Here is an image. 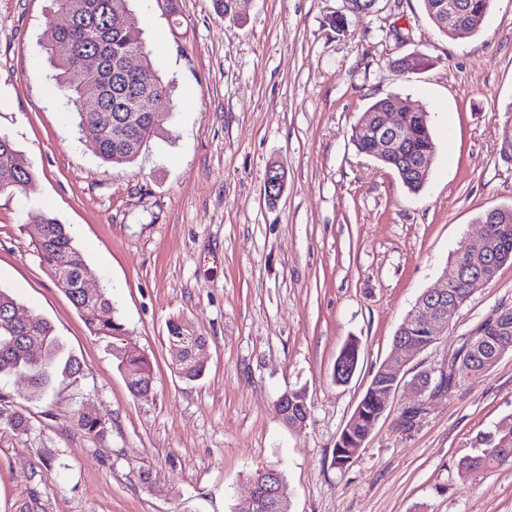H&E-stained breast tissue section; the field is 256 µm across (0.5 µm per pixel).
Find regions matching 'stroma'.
<instances>
[{"label":"stroma","mask_w":512,"mask_h":512,"mask_svg":"<svg viewBox=\"0 0 512 512\" xmlns=\"http://www.w3.org/2000/svg\"><path fill=\"white\" fill-rule=\"evenodd\" d=\"M344 0H241L238 19L211 0H132L155 69L170 82L161 130L132 164L103 163L80 141L40 42L62 23L52 0H0V133L35 175L0 195V289L21 314L47 319L84 374L45 399L0 378V399L28 419L0 421V512H235L265 469L282 471L290 512H512V466L465 474L461 458L512 415V353L485 375L430 399L414 430L399 387L344 468L336 440L393 336L439 278L477 218L512 206V163L500 148L512 107V0H494L481 31L454 39L422 0H377L343 32L327 19ZM427 67L398 72L396 58ZM398 97L433 116L426 187L409 194L352 138L375 101ZM286 179L276 205L270 166ZM70 232L93 287L106 289L127 342L155 374L151 397L129 392L105 341L56 286L28 215ZM512 307V264L470 296L411 373L441 367L468 333ZM205 336L204 376L179 377L167 325ZM360 348L348 383L333 377L348 340ZM305 390L310 414L276 411ZM88 409L107 430L92 436ZM151 484H144L143 474Z\"/></svg>","instance_id":"35a3bbf8"}]
</instances>
